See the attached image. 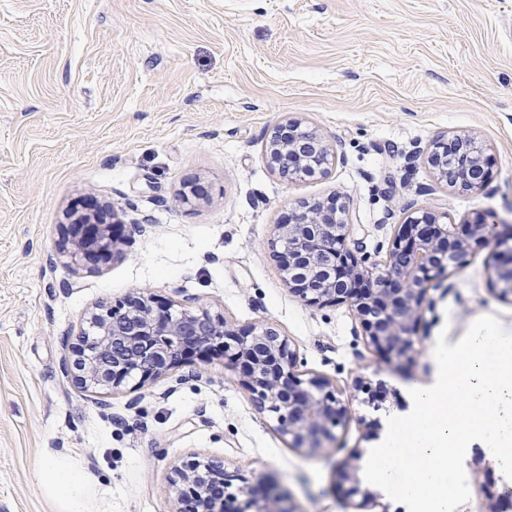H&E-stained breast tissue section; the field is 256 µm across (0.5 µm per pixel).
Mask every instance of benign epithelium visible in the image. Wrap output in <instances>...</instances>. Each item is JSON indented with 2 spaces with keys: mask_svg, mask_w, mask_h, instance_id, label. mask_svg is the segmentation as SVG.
I'll list each match as a JSON object with an SVG mask.
<instances>
[{
  "mask_svg": "<svg viewBox=\"0 0 512 512\" xmlns=\"http://www.w3.org/2000/svg\"><path fill=\"white\" fill-rule=\"evenodd\" d=\"M265 154L283 180L313 178L327 172L333 154L325 137L302 122L287 120L267 135ZM428 163L438 179L464 190L488 180L483 152L470 136L437 141ZM336 198L300 201L275 225L271 255L289 292L308 306L336 301L354 310L368 343L391 364L415 354L413 332L434 280L448 278L455 265L477 247L493 262L490 279L512 294V228L500 233L477 215L464 224H447L419 210L399 225L381 266H367L347 246L350 225ZM110 209L85 213L73 209L64 224L62 250L79 264L120 254L124 239ZM88 328L72 342L64 370L82 389L120 392L141 389L193 357H221L238 369L239 381L261 411L275 415L279 431L292 446L317 451L336 440L334 429L347 415L331 384L312 380L302 386L297 356L288 338L266 326L238 329L203 307L159 304L143 289L130 291L112 305L97 304ZM224 460L194 458L172 466V512H293L282 495L257 496L241 487L228 491Z\"/></svg>",
  "mask_w": 512,
  "mask_h": 512,
  "instance_id": "1",
  "label": "benign epithelium"
}]
</instances>
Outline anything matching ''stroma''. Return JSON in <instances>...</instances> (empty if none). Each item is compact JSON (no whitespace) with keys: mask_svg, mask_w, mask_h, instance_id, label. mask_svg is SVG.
Listing matches in <instances>:
<instances>
[{"mask_svg":"<svg viewBox=\"0 0 512 512\" xmlns=\"http://www.w3.org/2000/svg\"><path fill=\"white\" fill-rule=\"evenodd\" d=\"M287 118L324 134L327 173L271 170L265 139ZM464 133L491 166L472 191L425 159ZM333 195L369 264L410 208L512 225V0H0V512H57L38 476L52 457L83 474L85 512H172V465L195 456L261 477L294 512H354L367 490L408 512L363 476L385 419L409 407L400 383H434L438 337L456 344L478 317L511 330L512 299L475 249L430 290L417 356L382 363L348 304L305 305L271 257L281 217ZM96 204L113 207L125 254L78 266L65 217ZM133 288L287 336L301 379L350 398L332 447H291L220 358L134 392L75 385L65 339ZM464 468L458 512H491L498 462L476 446Z\"/></svg>","mask_w":512,"mask_h":512,"instance_id":"35a3bbf8","label":"stroma"}]
</instances>
